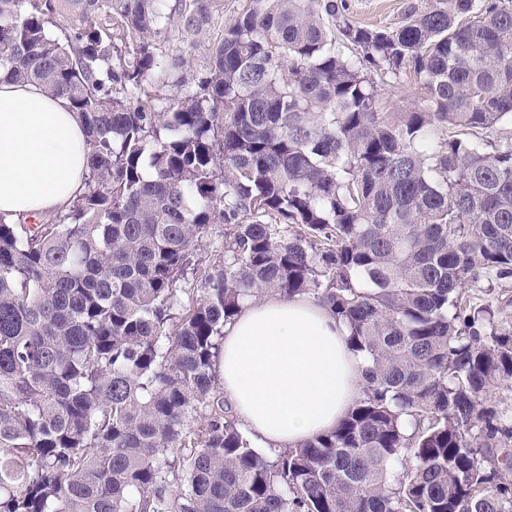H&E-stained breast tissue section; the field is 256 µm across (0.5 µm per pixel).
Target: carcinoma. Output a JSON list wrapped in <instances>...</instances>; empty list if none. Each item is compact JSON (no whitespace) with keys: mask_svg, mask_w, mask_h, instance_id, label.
<instances>
[{"mask_svg":"<svg viewBox=\"0 0 512 512\" xmlns=\"http://www.w3.org/2000/svg\"><path fill=\"white\" fill-rule=\"evenodd\" d=\"M348 10L241 0L199 62L161 43L224 0H0V68L89 145L51 223L0 215V512H512V4ZM407 73L419 103L381 111ZM268 292L371 366L334 431L262 451L215 366ZM349 18L360 25L397 27L411 6L427 7L430 0H348ZM224 244V225L215 224L211 233L206 237L196 251L197 259L202 267L211 266L218 261L219 255H222V246Z\"/></svg>","mask_w":512,"mask_h":512,"instance_id":"carcinoma-1","label":"carcinoma"}]
</instances>
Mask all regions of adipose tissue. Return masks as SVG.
Returning a JSON list of instances; mask_svg holds the SVG:
<instances>
[{
    "mask_svg": "<svg viewBox=\"0 0 512 512\" xmlns=\"http://www.w3.org/2000/svg\"><path fill=\"white\" fill-rule=\"evenodd\" d=\"M84 125L66 98L0 70V214L47 216L84 188ZM218 374L225 403L264 448L332 431L360 397L365 355L346 325L307 296L270 293L224 327Z\"/></svg>",
    "mask_w": 512,
    "mask_h": 512,
    "instance_id": "1",
    "label": "adipose tissue"
}]
</instances>
